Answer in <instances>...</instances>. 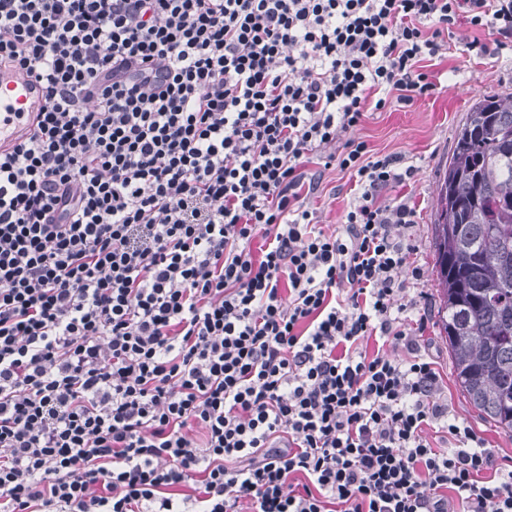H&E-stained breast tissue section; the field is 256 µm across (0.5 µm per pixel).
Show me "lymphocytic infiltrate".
Segmentation results:
<instances>
[{
    "label": "lymphocytic infiltrate",
    "instance_id": "obj_1",
    "mask_svg": "<svg viewBox=\"0 0 512 512\" xmlns=\"http://www.w3.org/2000/svg\"><path fill=\"white\" fill-rule=\"evenodd\" d=\"M463 18L512 51V0H0L47 98L0 147V512H512L400 299L415 169L349 136ZM307 171H318L320 186L317 194L306 200L308 207L316 212L319 224L342 225L346 211L353 202V191H350L348 174L338 167L324 169L320 165L309 164Z\"/></svg>",
    "mask_w": 512,
    "mask_h": 512
}]
</instances>
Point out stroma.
<instances>
[{"instance_id":"1","label":"stroma","mask_w":512,"mask_h":512,"mask_svg":"<svg viewBox=\"0 0 512 512\" xmlns=\"http://www.w3.org/2000/svg\"><path fill=\"white\" fill-rule=\"evenodd\" d=\"M475 39L489 43L493 37L488 29L460 25L449 52L433 68L440 77L435 93L406 108L369 113L354 135L366 143L370 152L401 156L404 164L416 169L411 183L385 188L378 200L387 205L404 198L414 205L417 215L410 234L417 245L416 261L423 271V279L414 295L428 313L424 337L436 361L442 388L456 412L487 439L499 461L511 463L512 437L499 432L481 416L456 385L448 343L440 335L437 324L439 300L433 279L432 224L438 171L451 156L455 131L474 100L512 93V56L476 57L468 49L469 42ZM319 174V191L308 198L307 205L315 211L319 223L342 224L353 201L348 176L334 167L320 169Z\"/></svg>"}]
</instances>
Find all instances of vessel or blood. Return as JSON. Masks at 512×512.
I'll return each instance as SVG.
<instances>
[{"mask_svg":"<svg viewBox=\"0 0 512 512\" xmlns=\"http://www.w3.org/2000/svg\"><path fill=\"white\" fill-rule=\"evenodd\" d=\"M43 104V90L33 77L16 68H0V141L13 138Z\"/></svg>","mask_w":512,"mask_h":512,"instance_id":"1","label":"vessel or blood"}]
</instances>
